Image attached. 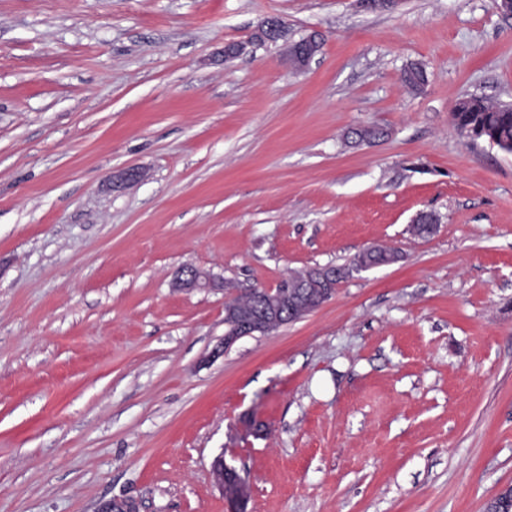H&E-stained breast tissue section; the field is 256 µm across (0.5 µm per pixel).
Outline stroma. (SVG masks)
<instances>
[{"label": "stroma", "mask_w": 512, "mask_h": 512, "mask_svg": "<svg viewBox=\"0 0 512 512\" xmlns=\"http://www.w3.org/2000/svg\"><path fill=\"white\" fill-rule=\"evenodd\" d=\"M467 95L512 104L493 0H0V512H231L219 456L245 512H486L512 486V154L455 127ZM365 125L386 137L348 146ZM372 246L401 258L217 358L224 291L172 286ZM403 83L413 92L424 91L429 82V73L423 62H410L402 71ZM220 461L223 462V469L218 464ZM211 475L214 485L224 493L229 502H239L247 498L249 485L246 480L240 478L237 470L221 458L213 461Z\"/></svg>", "instance_id": "35a3bbf8"}]
</instances>
